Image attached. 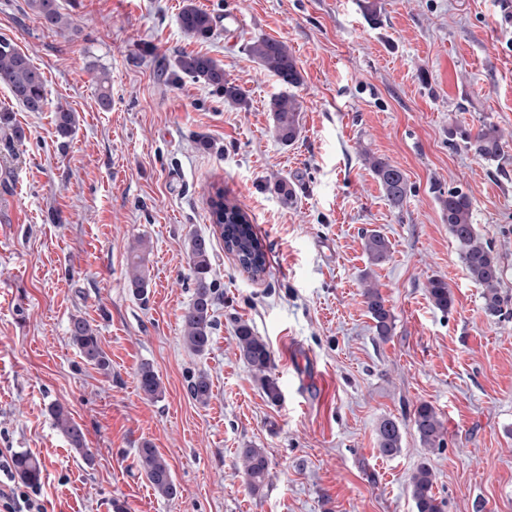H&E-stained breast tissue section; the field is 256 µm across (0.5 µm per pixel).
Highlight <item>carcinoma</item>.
Masks as SVG:
<instances>
[{"label":"carcinoma","mask_w":512,"mask_h":512,"mask_svg":"<svg viewBox=\"0 0 512 512\" xmlns=\"http://www.w3.org/2000/svg\"><path fill=\"white\" fill-rule=\"evenodd\" d=\"M31 11L36 13L43 24L56 31L69 27V21L60 12L57 0H28ZM183 33L198 40H205L214 32L213 17L192 4L186 5L178 16ZM250 56L267 72L277 77L286 87H296L302 81L296 59L288 45L277 39L260 37L249 46ZM175 73L203 82L224 98V102L238 109H248L250 99L245 90L224 76V66L205 54L182 53L174 60ZM0 83L5 84L13 98L30 112H40L46 104L45 81L43 75L30 59L19 52L8 39L0 38ZM274 137L288 145L297 140L300 134L301 103L295 95L280 92L267 102ZM75 119L72 112L60 108L56 111V129L62 138H68L74 130ZM451 137L460 136L474 154L482 159L495 160L502 150V134L493 123H485L471 134L459 127L448 129ZM364 161L369 165L381 185L384 195L394 208L402 207L410 192V185L404 172L389 160L364 152ZM443 210L448 213V232L456 242L460 257L475 285L482 290L483 309L486 315H503L504 299L500 288L504 268L501 259L486 242L472 223L471 199L459 190L448 191L441 199ZM207 204L210 220L220 230L224 239V251L233 255L241 269L253 277L266 272V254L256 237L249 215L239 205L224 199V191L217 188L208 193ZM364 251L373 265H381L389 259L390 243L379 231L371 230L364 234ZM191 269L193 298L184 310L181 319L184 328L183 340L187 348L203 354L209 351L215 330L214 300L216 282L211 277V243L198 234L189 236L187 242ZM148 246L139 242L132 247L128 258V283L135 297H143L149 286L146 254ZM362 296L367 311L374 322L377 336L385 340L394 330V316L386 306V300L378 287L370 281V274L363 275ZM428 298L438 310L446 312L453 305V297L448 284L440 279L429 280ZM70 339L80 351L85 361L100 369L109 368V360L100 346L99 337L83 319H74L69 326ZM237 348L240 358L255 372L259 385L271 402L281 398L277 378L272 375V352L268 344L256 336L246 322L236 327ZM141 393L148 399L162 395L159 376L149 365H143L138 372ZM190 396L197 403H208L212 390L209 378L204 374L193 377L188 384ZM56 427L69 439L72 447L85 460L91 459L90 449L84 447V434L81 426L73 420L68 410L56 404L50 407ZM413 427L424 447L435 450L445 444V426L436 408L428 402H421L412 413ZM402 433L398 422L384 418L377 427V447L384 457H393L401 451ZM140 470L159 495L171 498L177 494L176 485L167 461L157 449L144 443L137 449ZM243 473L249 492L260 498L268 487L269 459L261 448L241 450ZM14 468L19 479L29 485L41 480L43 465L25 452L14 457ZM411 497L415 512H444L445 502L436 497L433 491L434 473L427 464H420L411 476Z\"/></svg>","instance_id":"cac0c4a2"}]
</instances>
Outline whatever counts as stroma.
Returning a JSON list of instances; mask_svg holds the SVG:
<instances>
[{"label": "stroma", "mask_w": 512, "mask_h": 512, "mask_svg": "<svg viewBox=\"0 0 512 512\" xmlns=\"http://www.w3.org/2000/svg\"><path fill=\"white\" fill-rule=\"evenodd\" d=\"M58 0L70 22L49 30L27 0H0V38L46 80L47 102L26 111L0 84V449L26 451L44 470L48 512H414L410 477L434 474L445 512H512V0ZM234 36L182 33L186 4ZM261 36L288 44L302 83L298 139L273 136L267 102L282 86L248 53ZM181 52L218 60L250 108L169 76ZM110 75L102 109L94 76ZM75 115L58 136L55 113ZM504 132L499 159L477 157L450 127ZM22 138H15L14 130ZM213 149H205L203 141ZM402 168L412 192L392 207L362 150ZM295 189L291 204L275 181ZM223 188L261 232L270 264L252 280L224 250L207 194ZM467 194L473 222L505 267L507 313L486 316L448 233L440 198ZM391 257L373 268L395 327L377 336L361 296L363 233ZM212 241L217 326L210 351L183 343L191 296L185 242ZM148 242L146 299L126 278L128 248ZM454 303L430 302V279ZM95 329L110 374L69 338L72 318ZM248 323L269 345L282 397L270 402L240 359ZM150 364L163 394L145 398ZM212 382L208 404L187 391ZM422 402L445 426L428 451L411 422ZM67 408L93 453L85 461L55 427ZM401 425L397 456L379 455L376 426ZM150 443L177 494H155L136 452ZM266 452L270 482L250 495L241 449ZM428 298L438 310L446 312L453 305V297L448 284L440 279L433 278L429 280L427 288Z\"/></svg>", "instance_id": "35a3bbf8"}]
</instances>
